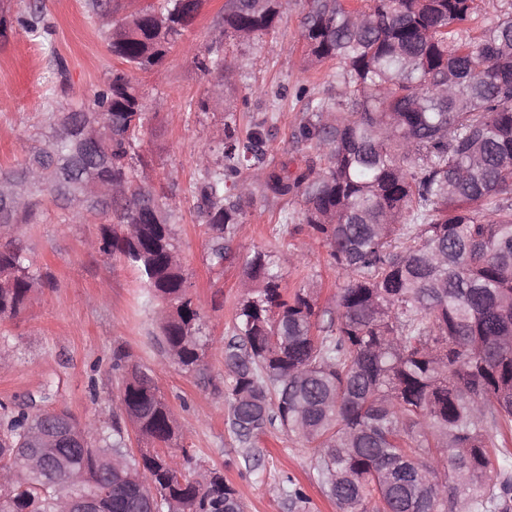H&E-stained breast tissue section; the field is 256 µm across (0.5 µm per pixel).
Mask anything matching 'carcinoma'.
Here are the masks:
<instances>
[{"label": "carcinoma", "mask_w": 512, "mask_h": 512, "mask_svg": "<svg viewBox=\"0 0 512 512\" xmlns=\"http://www.w3.org/2000/svg\"><path fill=\"white\" fill-rule=\"evenodd\" d=\"M109 27L112 70L90 110L105 121L95 160L86 158L72 113L0 180L50 171L0 227L28 224L46 193L71 220L93 212L112 220L94 249L137 271L165 304L159 346L185 371L200 366L205 342L174 226L176 204L137 181L148 107L133 72L157 66L196 19L201 0H164L118 17L90 0ZM283 0H225L198 67L214 75L207 110L235 92L236 64L224 42H256L275 32ZM476 0H308L301 38L308 64L336 63L341 92L309 98L295 136L326 167L265 173L276 197L296 195L303 223L345 278L336 317L317 326L311 288L282 292L281 270L306 257L255 249L231 337L224 342L228 424L246 443L282 429L314 450L315 476L337 512H512V457L493 459L494 439L512 433V13L465 38ZM18 23L48 32L44 6ZM224 120L215 154L199 157L195 208L220 267L250 204L243 172L265 167V125ZM38 277L13 241L0 242V318L26 307ZM117 356L120 399L138 441L112 423L85 431L83 447L58 448L61 463L35 475L27 434L41 415L0 417V512H58L80 489L112 485V512L149 506L169 512H244L217 469L208 482L182 469L179 428L152 377Z\"/></svg>", "instance_id": "cac0c4a2"}]
</instances>
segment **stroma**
Segmentation results:
<instances>
[{
	"mask_svg": "<svg viewBox=\"0 0 512 512\" xmlns=\"http://www.w3.org/2000/svg\"><path fill=\"white\" fill-rule=\"evenodd\" d=\"M88 2L43 0L50 31L40 35L15 22L29 0H0V14L9 22L0 37V170L22 162V142L49 132L52 105H86L111 77L117 62L108 49V30ZM305 11L304 0H289L274 36L251 45L234 42L227 50L229 60L240 65L237 94L255 84L286 89L273 113L264 96L253 95L251 114L267 120L271 165L292 170L316 157L294 137L305 111L297 89L306 87L312 97L336 90L335 67L312 68L304 61ZM223 15L224 0H204L182 45L153 70L136 75L147 103L157 109L142 143L144 174L155 189L172 194L178 207L180 253L208 342L202 370L186 372L167 363L157 344L159 303L145 295L136 271L89 248L105 216L75 223L68 212L47 204L32 223L5 233L20 243L43 284L17 317L0 320V353L7 358L0 369V407L28 414L65 409L80 422L111 425L120 395L113 363L121 352L148 371L174 408L189 455L187 471L220 468L225 483L239 492L244 512H289L281 487L290 481L306 498L305 512H337L314 478L312 449L278 429L243 443L226 425L224 341L241 294L242 257L256 248L305 251L303 263L284 271L282 286L290 293L303 286L316 290L322 327L326 312L336 309L343 280L326 247L303 224L301 198L273 197L258 183L232 242L235 260L220 268L209 264V234L195 216L197 161L217 144L226 105L199 109L210 77L194 56L205 52Z\"/></svg>",
	"mask_w": 512,
	"mask_h": 512,
	"instance_id": "obj_1",
	"label": "stroma"
}]
</instances>
